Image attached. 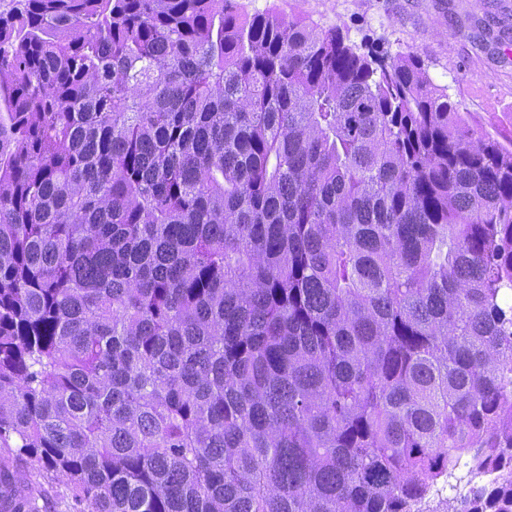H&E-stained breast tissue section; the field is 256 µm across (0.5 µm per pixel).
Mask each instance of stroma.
I'll return each mask as SVG.
<instances>
[{
    "label": "stroma",
    "instance_id": "35a3bbf8",
    "mask_svg": "<svg viewBox=\"0 0 512 512\" xmlns=\"http://www.w3.org/2000/svg\"><path fill=\"white\" fill-rule=\"evenodd\" d=\"M248 13L273 8L321 28L340 27L350 44L391 56H420L432 81L479 131L512 139V0H238ZM0 467L21 476L44 512H80L66 481L0 451Z\"/></svg>",
    "mask_w": 512,
    "mask_h": 512
}]
</instances>
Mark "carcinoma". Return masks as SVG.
<instances>
[{
	"label": "carcinoma",
	"instance_id": "cac0c4a2",
	"mask_svg": "<svg viewBox=\"0 0 512 512\" xmlns=\"http://www.w3.org/2000/svg\"><path fill=\"white\" fill-rule=\"evenodd\" d=\"M0 448L89 512H512V142L236 0H0ZM0 474V512H40Z\"/></svg>",
	"mask_w": 512,
	"mask_h": 512
}]
</instances>
